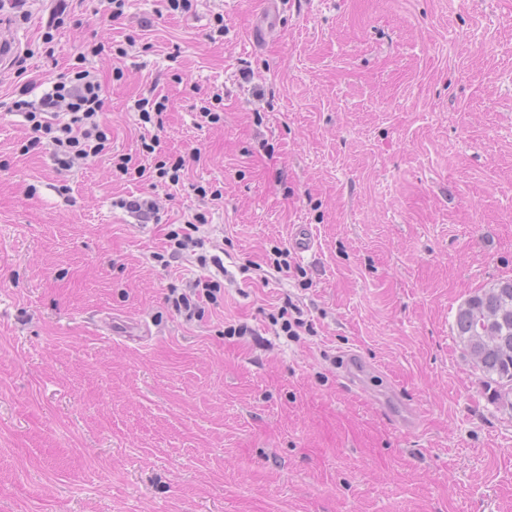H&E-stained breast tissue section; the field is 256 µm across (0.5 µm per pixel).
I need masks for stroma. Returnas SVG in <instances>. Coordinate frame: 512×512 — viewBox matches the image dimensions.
Segmentation results:
<instances>
[{"label":"stroma","instance_id":"stroma-1","mask_svg":"<svg viewBox=\"0 0 512 512\" xmlns=\"http://www.w3.org/2000/svg\"><path fill=\"white\" fill-rule=\"evenodd\" d=\"M59 4L7 20L42 87L79 61L103 81L110 154L57 170L0 108V512H512V406L453 331L512 279V0H284L259 46L263 0ZM152 92L158 124L133 109ZM117 155L186 167L156 184ZM130 196L161 223L117 208ZM197 212L202 250L161 264ZM296 224L317 248L273 270ZM216 256L217 299L186 319L170 290ZM288 299L295 339L271 320ZM352 350L420 410L414 433L338 377ZM121 199L119 207L133 215L140 224H158L161 217L153 200L147 198Z\"/></svg>","mask_w":512,"mask_h":512}]
</instances>
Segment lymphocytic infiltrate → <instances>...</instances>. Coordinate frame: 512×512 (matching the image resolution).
I'll return each mask as SVG.
<instances>
[{
    "mask_svg": "<svg viewBox=\"0 0 512 512\" xmlns=\"http://www.w3.org/2000/svg\"><path fill=\"white\" fill-rule=\"evenodd\" d=\"M14 64L22 83L5 108L29 124L35 134L34 145L48 150L56 169L66 171L76 161L108 153L104 87L95 74L76 66L41 91L27 76L25 58H15Z\"/></svg>",
    "mask_w": 512,
    "mask_h": 512,
    "instance_id": "obj_1",
    "label": "lymphocytic infiltrate"
}]
</instances>
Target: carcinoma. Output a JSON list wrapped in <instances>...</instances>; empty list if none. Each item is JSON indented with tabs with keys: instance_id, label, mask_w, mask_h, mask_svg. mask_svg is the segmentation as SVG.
I'll return each instance as SVG.
<instances>
[{
	"instance_id": "1",
	"label": "carcinoma",
	"mask_w": 512,
	"mask_h": 512,
	"mask_svg": "<svg viewBox=\"0 0 512 512\" xmlns=\"http://www.w3.org/2000/svg\"><path fill=\"white\" fill-rule=\"evenodd\" d=\"M455 336L465 355L495 384L496 401L512 394V279L500 281L459 305Z\"/></svg>"
}]
</instances>
